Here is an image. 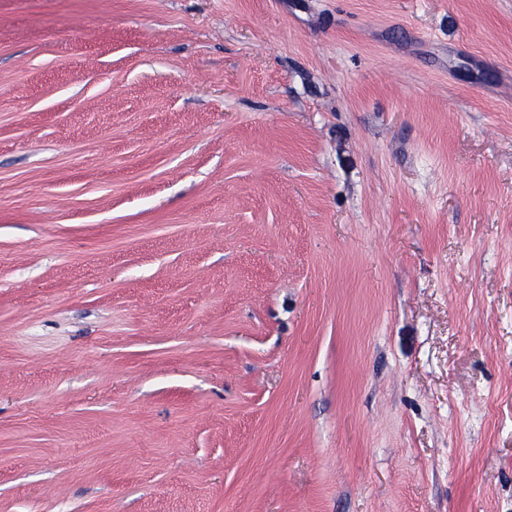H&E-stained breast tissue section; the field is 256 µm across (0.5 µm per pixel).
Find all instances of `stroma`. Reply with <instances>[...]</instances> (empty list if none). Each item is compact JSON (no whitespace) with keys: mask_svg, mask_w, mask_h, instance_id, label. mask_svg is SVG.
I'll return each instance as SVG.
<instances>
[{"mask_svg":"<svg viewBox=\"0 0 512 512\" xmlns=\"http://www.w3.org/2000/svg\"><path fill=\"white\" fill-rule=\"evenodd\" d=\"M0 512H512V0H0Z\"/></svg>","mask_w":512,"mask_h":512,"instance_id":"35a3bbf8","label":"stroma"}]
</instances>
